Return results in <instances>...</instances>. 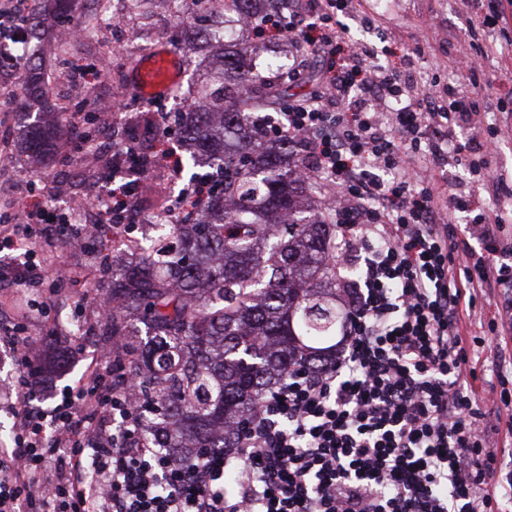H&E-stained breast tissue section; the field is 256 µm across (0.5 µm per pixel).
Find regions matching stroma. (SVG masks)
Segmentation results:
<instances>
[{"instance_id": "1", "label": "stroma", "mask_w": 512, "mask_h": 512, "mask_svg": "<svg viewBox=\"0 0 512 512\" xmlns=\"http://www.w3.org/2000/svg\"><path fill=\"white\" fill-rule=\"evenodd\" d=\"M88 0H70L65 10H56L52 0H40L31 12L30 22L37 28L31 37L32 51L21 60V67L41 68L50 87L47 99L25 95L0 101V132L10 135L9 161L0 168V196L18 184L45 178L62 184L67 196L90 198L99 195L112 174V143L125 137L129 125L142 113L177 112L179 97L158 101L127 98L114 94L116 73L129 72L136 61V48L116 39L111 49L96 41L69 44L55 42L54 22L59 16L82 15ZM357 13L345 16V35L371 45L379 62L390 68H407L416 76L419 87L470 82L469 69L459 53L462 43H472L473 54L491 83L481 92L484 120L502 129L500 145L492 168L512 175V57L491 52L492 27L482 15L472 14L466 0H358ZM150 29L160 45L182 56V87H193L204 77L202 60L210 55L205 41L196 50L185 52L187 32L174 26L167 9L154 13ZM80 68L97 72L99 79L83 94L68 90L69 76ZM108 95L121 114L120 121L101 126L94 142L73 148L75 135L61 126L58 140L71 145L69 154L59 147L38 156L25 147L27 134L46 112H89L101 96ZM58 249L71 255L81 277L77 291L103 294L111 288L112 277L101 274L103 255L98 249L84 251L63 225H56ZM38 295L7 282H0V322L24 324L32 339L48 380L62 387L73 384L83 374L88 358L102 355L112 346L108 324L99 319L92 303L86 302L46 315L32 317L31 308Z\"/></svg>"}]
</instances>
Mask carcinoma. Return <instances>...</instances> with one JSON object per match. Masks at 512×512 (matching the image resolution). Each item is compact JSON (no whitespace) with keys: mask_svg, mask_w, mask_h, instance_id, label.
<instances>
[{"mask_svg":"<svg viewBox=\"0 0 512 512\" xmlns=\"http://www.w3.org/2000/svg\"><path fill=\"white\" fill-rule=\"evenodd\" d=\"M221 24L255 15L267 0H223ZM221 93H188L207 104L187 112L180 138L194 163L224 169V190L200 206L194 223L169 225L176 248L150 244L112 278L109 325L120 346L112 368L138 379L139 420L150 441L176 457L200 448H229V424L245 419L295 366L315 368L336 350L342 314L336 270L325 257L334 225L305 205L309 183L302 154L274 145L252 113L281 105L282 86L245 67L238 50L215 51ZM28 95L49 89L36 69L21 75ZM54 130L32 128L29 148L50 150ZM144 323L143 336L127 334Z\"/></svg>","mask_w":512,"mask_h":512,"instance_id":"cac0c4a2","label":"carcinoma"}]
</instances>
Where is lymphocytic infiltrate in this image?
Here are the masks:
<instances>
[{
    "label": "lymphocytic infiltrate",
    "instance_id": "f902f5d3",
    "mask_svg": "<svg viewBox=\"0 0 512 512\" xmlns=\"http://www.w3.org/2000/svg\"><path fill=\"white\" fill-rule=\"evenodd\" d=\"M348 0H300L288 18L299 74L314 52L331 67L320 90L291 101L275 131L306 149V174L339 203L336 268L348 311L346 340L321 369H297L258 404L229 448L181 462L152 447L112 368L82 378L43 408L40 363L17 326L5 341L22 370L9 447L0 449V512H512V475L495 434H512V371L502 346L463 331L478 291L512 289V242L494 209L448 194L406 166L454 160L492 180L496 138L481 135L477 91L451 84L429 109L409 70L377 64L345 39ZM470 135L461 146L457 131ZM135 166H116L105 207L113 226L136 216L143 177L182 180L170 212L214 195L218 177L183 181L176 158L136 140ZM57 185L9 203L0 240L19 257L14 283L38 291L42 310L83 301L49 267L68 265L42 225L59 221ZM491 353L497 385L478 395L473 363ZM239 468L224 486L230 460Z\"/></svg>",
    "mask_w": 512,
    "mask_h": 512
}]
</instances>
